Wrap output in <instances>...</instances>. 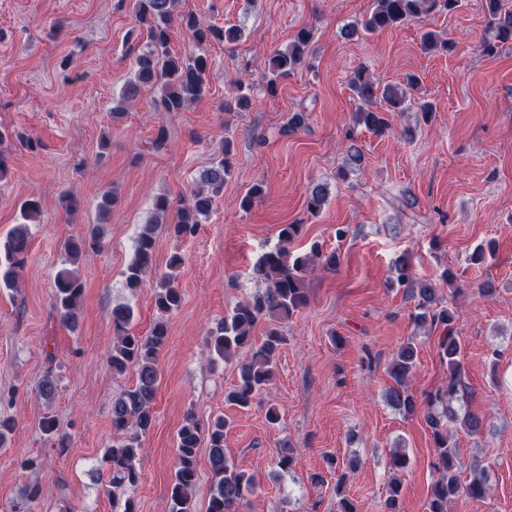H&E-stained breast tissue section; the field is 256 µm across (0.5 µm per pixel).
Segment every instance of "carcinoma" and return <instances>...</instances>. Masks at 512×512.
I'll use <instances>...</instances> for the list:
<instances>
[{
	"label": "carcinoma",
	"instance_id": "1",
	"mask_svg": "<svg viewBox=\"0 0 512 512\" xmlns=\"http://www.w3.org/2000/svg\"><path fill=\"white\" fill-rule=\"evenodd\" d=\"M176 4L177 0H133L136 25L129 36L143 37L145 43L136 57L134 79L126 82L122 99H133L142 89L150 87L159 95L158 106L162 111L178 112L202 95L207 58L202 54L175 56L170 52L168 45L173 23L184 28L200 47L212 42L234 44L243 37L240 27L224 28L204 23L192 13L177 14ZM456 5L457 0H374L371 12L347 24L343 34L347 38L374 34L411 21H422L437 9L450 12ZM482 8L490 18L491 36L482 42L480 50L487 56H493L500 46L512 43V10L502 8L501 0H482ZM311 37V30L302 28L285 49L275 52L270 59L275 76H285L302 64ZM350 86L359 100L354 112L355 125L382 133L389 129V116L403 112L409 106V89L415 86V81L409 80L405 88L398 84L381 86L371 80L365 69L358 68L353 72ZM347 140L349 144L339 171L343 179L358 170L364 159L354 134H349ZM232 152V142L227 139L221 149V157L201 176L205 186L192 189L178 203L171 202L165 195L154 199L156 212L167 214L175 211L172 229L177 236L194 235L198 225L210 216L215 198L224 188V181L232 175ZM327 201V187L315 183L307 193V211L317 215ZM21 216L23 223L16 225L7 238L0 241V288L18 287L19 275L30 250L29 223L37 221L40 216L39 200H25ZM156 228L155 224L144 225L135 240L134 259L124 272V286L133 294L140 290L154 269ZM100 246L98 233L94 230L67 237L62 243L64 267L54 280L52 308L61 325L71 332L79 327L77 307L83 294V283L70 265L82 253ZM181 264V256H172L168 263L170 272L156 281L153 299L160 317L146 334L130 330L133 312L129 306L116 305L110 312L114 336L108 365L114 374L121 375L131 370L135 376L134 387L112 401V429L122 436V440L105 450L100 463L101 469L109 475L108 494L112 495V506L119 512H137L131 493L139 486L142 477L138 459L142 437L155 423L154 402L160 385L157 359L169 335L166 315L177 311L182 303L181 292L175 285V270ZM338 264L337 253H325L317 244L305 255H294L283 246L263 254L256 261L251 276L264 285V289L237 305L209 330L205 338L213 362H228L242 352L247 353V357L237 364V384L226 395L229 403L248 408L259 394L270 387L276 375L279 351L287 342L283 325L309 302L307 273L317 267L334 271ZM391 284L394 288L403 289L416 301L411 313L416 326L439 325L445 333L439 342L438 354L441 362L448 366V383L425 396L427 411L424 420L433 436L436 449L433 467L437 473L427 512H448V501L462 492L475 499H483L490 492L484 470L479 466L470 481L461 484L455 473L456 442L451 431L452 425L460 423L467 431L478 433L484 427L485 416L468 411L461 414L453 406L459 392L463 391L462 345L453 328L454 312L439 305L435 284L416 279L404 259L394 265ZM260 323L264 325V331L262 340L258 341L254 330ZM417 359V346L408 341L397 350L388 366L393 385L387 390V401L407 416L416 409L409 381ZM37 389L45 399L54 397L57 386L52 371H46L39 379ZM226 426L227 422L221 415L215 416L205 428L189 416L179 428L177 459L170 484V512H194L192 493L198 477V448L204 437L209 442L207 465L212 480L206 512H233L237 502L255 488L253 476L237 470L224 454Z\"/></svg>",
	"mask_w": 512,
	"mask_h": 512
}]
</instances>
